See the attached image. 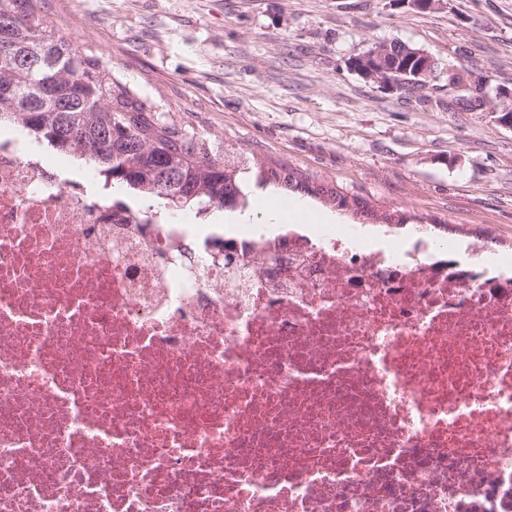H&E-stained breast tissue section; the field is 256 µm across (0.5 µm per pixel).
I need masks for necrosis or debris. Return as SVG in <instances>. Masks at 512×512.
<instances>
[{"mask_svg": "<svg viewBox=\"0 0 512 512\" xmlns=\"http://www.w3.org/2000/svg\"><path fill=\"white\" fill-rule=\"evenodd\" d=\"M0 128V512H512V275L475 241L193 236Z\"/></svg>", "mask_w": 512, "mask_h": 512, "instance_id": "4bbe7bcc", "label": "necrosis or debris"}]
</instances>
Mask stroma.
Masks as SVG:
<instances>
[{
    "instance_id": "1",
    "label": "stroma",
    "mask_w": 512,
    "mask_h": 512,
    "mask_svg": "<svg viewBox=\"0 0 512 512\" xmlns=\"http://www.w3.org/2000/svg\"><path fill=\"white\" fill-rule=\"evenodd\" d=\"M42 16L211 140L363 198L377 217L463 234L512 265V129L353 72L373 43L421 48L471 84L512 88V0H41Z\"/></svg>"
}]
</instances>
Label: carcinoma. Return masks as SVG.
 Instances as JSON below:
<instances>
[{
	"mask_svg": "<svg viewBox=\"0 0 512 512\" xmlns=\"http://www.w3.org/2000/svg\"><path fill=\"white\" fill-rule=\"evenodd\" d=\"M9 118L46 147L103 171L112 184L174 210L243 209L247 155H231L192 124L159 112L91 50H81L39 14L37 0H0V121ZM257 181L284 192L355 206L336 186L312 183L285 164L259 167Z\"/></svg>",
	"mask_w": 512,
	"mask_h": 512,
	"instance_id": "obj_1",
	"label": "carcinoma"
}]
</instances>
